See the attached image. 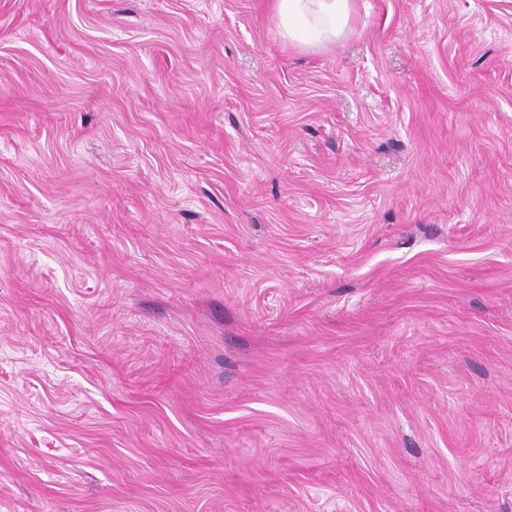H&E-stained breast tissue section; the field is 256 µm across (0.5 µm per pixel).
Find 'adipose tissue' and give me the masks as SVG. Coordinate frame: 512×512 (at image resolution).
Segmentation results:
<instances>
[{"label": "adipose tissue", "instance_id": "1", "mask_svg": "<svg viewBox=\"0 0 512 512\" xmlns=\"http://www.w3.org/2000/svg\"><path fill=\"white\" fill-rule=\"evenodd\" d=\"M273 8L283 39L317 49L343 37L352 0H274Z\"/></svg>", "mask_w": 512, "mask_h": 512}]
</instances>
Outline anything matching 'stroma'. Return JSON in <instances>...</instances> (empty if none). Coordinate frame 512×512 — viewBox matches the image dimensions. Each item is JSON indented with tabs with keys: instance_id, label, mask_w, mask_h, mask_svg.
I'll return each mask as SVG.
<instances>
[{
	"instance_id": "obj_1",
	"label": "stroma",
	"mask_w": 512,
	"mask_h": 512,
	"mask_svg": "<svg viewBox=\"0 0 512 512\" xmlns=\"http://www.w3.org/2000/svg\"><path fill=\"white\" fill-rule=\"evenodd\" d=\"M0 0V512H512V0ZM280 34L289 43L325 48L343 37L351 0H274Z\"/></svg>"
}]
</instances>
